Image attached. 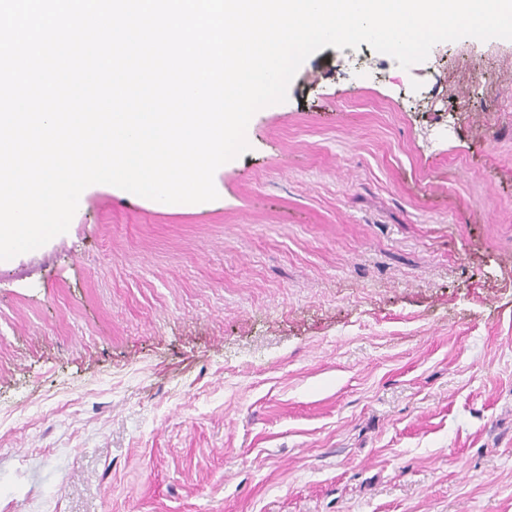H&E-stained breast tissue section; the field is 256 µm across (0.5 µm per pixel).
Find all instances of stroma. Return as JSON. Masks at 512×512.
Segmentation results:
<instances>
[{
  "instance_id": "stroma-1",
  "label": "stroma",
  "mask_w": 512,
  "mask_h": 512,
  "mask_svg": "<svg viewBox=\"0 0 512 512\" xmlns=\"http://www.w3.org/2000/svg\"><path fill=\"white\" fill-rule=\"evenodd\" d=\"M246 138L0 267V512H512V40L325 47Z\"/></svg>"
}]
</instances>
